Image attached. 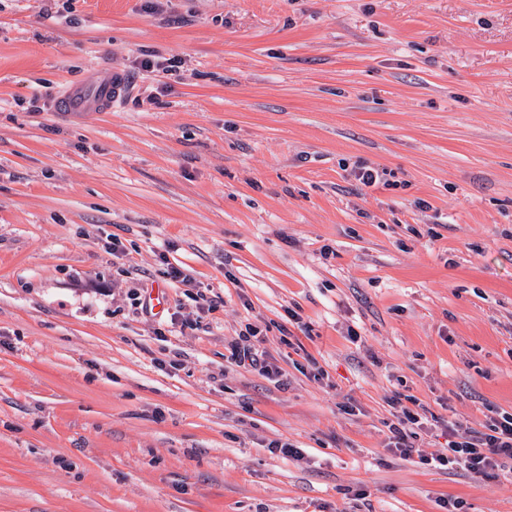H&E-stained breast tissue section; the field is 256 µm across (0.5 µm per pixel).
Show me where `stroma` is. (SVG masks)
Wrapping results in <instances>:
<instances>
[{
	"label": "stroma",
	"mask_w": 512,
	"mask_h": 512,
	"mask_svg": "<svg viewBox=\"0 0 512 512\" xmlns=\"http://www.w3.org/2000/svg\"><path fill=\"white\" fill-rule=\"evenodd\" d=\"M398 392L512 413V0H0V512H512ZM125 77L121 72L99 73L86 82L69 85L59 99L61 112H106L124 92ZM245 331L246 334L239 333L237 338L228 341L229 358L238 366H244L247 362L250 367L267 379L285 385L286 382L283 380L280 370L264 360L262 354H259L256 343L260 341L259 336L263 330L256 324L248 323L245 326Z\"/></svg>",
	"instance_id": "1"
}]
</instances>
